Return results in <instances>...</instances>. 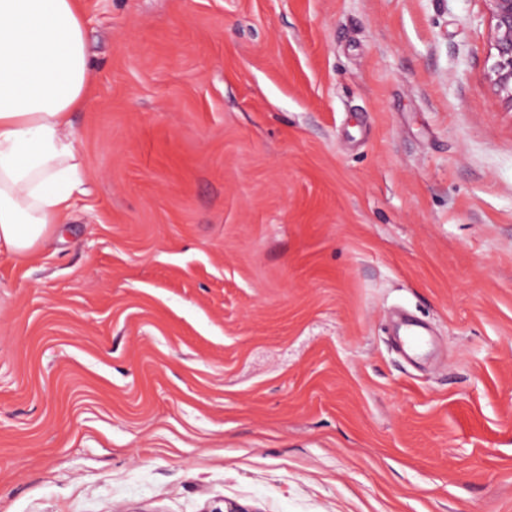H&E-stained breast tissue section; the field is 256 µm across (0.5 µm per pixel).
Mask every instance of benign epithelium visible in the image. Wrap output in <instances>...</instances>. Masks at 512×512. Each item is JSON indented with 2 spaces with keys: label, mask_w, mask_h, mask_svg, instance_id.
Masks as SVG:
<instances>
[{
  "label": "benign epithelium",
  "mask_w": 512,
  "mask_h": 512,
  "mask_svg": "<svg viewBox=\"0 0 512 512\" xmlns=\"http://www.w3.org/2000/svg\"><path fill=\"white\" fill-rule=\"evenodd\" d=\"M496 61L486 74L499 103L512 110V0H485Z\"/></svg>",
  "instance_id": "7a95c632"
}]
</instances>
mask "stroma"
Returning <instances> with one entry per match:
<instances>
[{
	"mask_svg": "<svg viewBox=\"0 0 512 512\" xmlns=\"http://www.w3.org/2000/svg\"><path fill=\"white\" fill-rule=\"evenodd\" d=\"M83 11L87 193L0 252V512H512L484 0Z\"/></svg>",
	"mask_w": 512,
	"mask_h": 512,
	"instance_id": "35a3bbf8",
	"label": "stroma"
}]
</instances>
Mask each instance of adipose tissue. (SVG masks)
<instances>
[{
	"label": "adipose tissue",
	"mask_w": 512,
	"mask_h": 512,
	"mask_svg": "<svg viewBox=\"0 0 512 512\" xmlns=\"http://www.w3.org/2000/svg\"><path fill=\"white\" fill-rule=\"evenodd\" d=\"M78 0H0V250L31 259L84 193L73 113L91 101Z\"/></svg>",
	"instance_id": "adipose-tissue-1"
}]
</instances>
